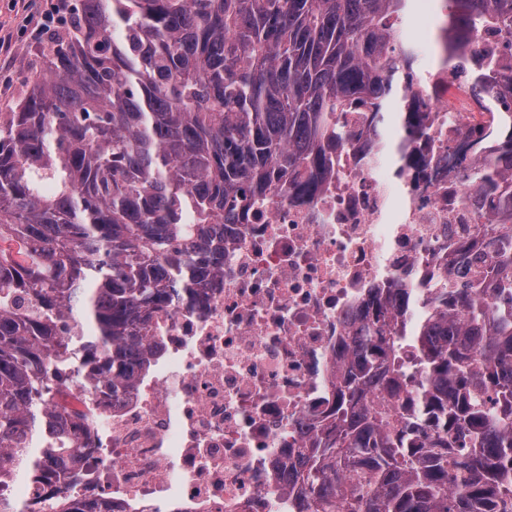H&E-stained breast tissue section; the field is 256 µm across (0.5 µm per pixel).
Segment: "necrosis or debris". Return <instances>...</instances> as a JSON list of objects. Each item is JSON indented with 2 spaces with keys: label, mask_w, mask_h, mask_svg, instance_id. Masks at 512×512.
I'll return each instance as SVG.
<instances>
[{
  "label": "necrosis or debris",
  "mask_w": 512,
  "mask_h": 512,
  "mask_svg": "<svg viewBox=\"0 0 512 512\" xmlns=\"http://www.w3.org/2000/svg\"><path fill=\"white\" fill-rule=\"evenodd\" d=\"M407 38L428 59L404 92L420 134L401 133L399 151L384 114L343 113L346 139L319 189L275 191L225 222L223 273L200 302L181 291L154 313L162 351L134 384L90 400L60 384L56 406L89 415L70 497L112 512H298L286 473L336 403L345 352L396 288L410 298L389 323L411 369L399 396L375 389L367 401L402 428L424 377L408 337L446 310L441 284L465 282L467 262L489 260L512 233V191L469 179L504 143L512 48L482 31L448 64L441 42ZM489 69L501 79L481 102Z\"/></svg>",
  "instance_id": "4bbe7bcc"
}]
</instances>
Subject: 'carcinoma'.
Segmentation results:
<instances>
[{"instance_id":"carcinoma-1","label":"carcinoma","mask_w":512,"mask_h":512,"mask_svg":"<svg viewBox=\"0 0 512 512\" xmlns=\"http://www.w3.org/2000/svg\"><path fill=\"white\" fill-rule=\"evenodd\" d=\"M411 0H75L42 67L0 112V487L75 481V417L54 408L70 370L117 395L156 337L153 313L224 268V232L272 189L312 194L352 102L386 112L387 33ZM448 58L476 28H512V0H442ZM512 179L507 159L480 188ZM512 245L491 285L512 289ZM484 284L457 293L414 340L427 384L425 441L387 427L366 394L405 376L376 328L348 353L334 428L292 477L304 512H512V313ZM72 320L82 333L69 336ZM496 395L495 405L485 394ZM460 438L468 451L448 457Z\"/></svg>"}]
</instances>
